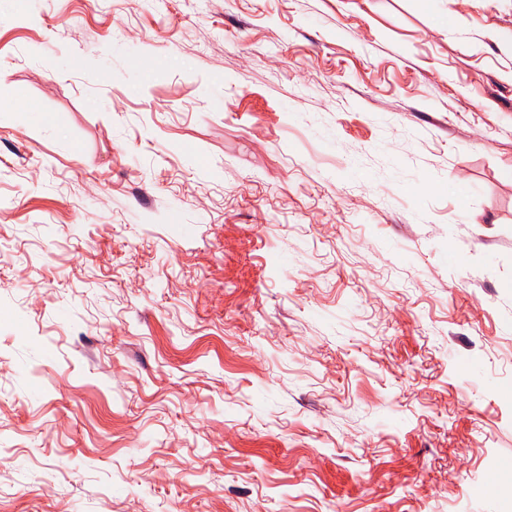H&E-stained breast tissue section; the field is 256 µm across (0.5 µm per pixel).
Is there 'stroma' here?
Returning a JSON list of instances; mask_svg holds the SVG:
<instances>
[{
	"label": "stroma",
	"instance_id": "obj_1",
	"mask_svg": "<svg viewBox=\"0 0 512 512\" xmlns=\"http://www.w3.org/2000/svg\"><path fill=\"white\" fill-rule=\"evenodd\" d=\"M502 30L0 0V512H512Z\"/></svg>",
	"mask_w": 512,
	"mask_h": 512
}]
</instances>
